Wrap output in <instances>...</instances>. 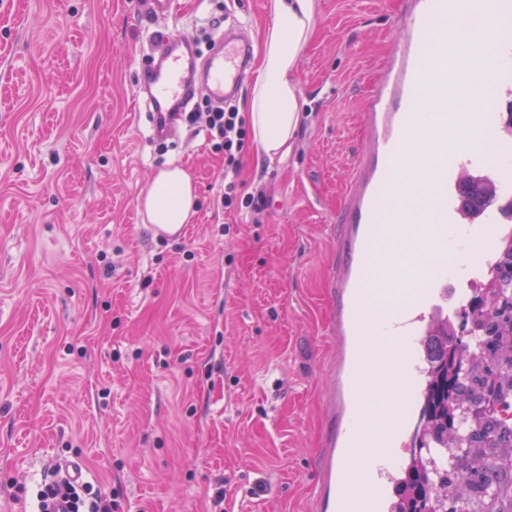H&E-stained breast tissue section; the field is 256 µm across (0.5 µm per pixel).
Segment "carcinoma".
Wrapping results in <instances>:
<instances>
[{"label": "carcinoma", "mask_w": 512, "mask_h": 512, "mask_svg": "<svg viewBox=\"0 0 512 512\" xmlns=\"http://www.w3.org/2000/svg\"><path fill=\"white\" fill-rule=\"evenodd\" d=\"M512 239L499 246L484 287L458 313L460 345L448 343L450 321L434 320L425 341L419 440L396 479L391 512H512V427L495 418L512 399Z\"/></svg>", "instance_id": "carcinoma-1"}]
</instances>
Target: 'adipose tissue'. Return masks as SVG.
Wrapping results in <instances>:
<instances>
[{"instance_id": "ef3b65f1", "label": "adipose tissue", "mask_w": 512, "mask_h": 512, "mask_svg": "<svg viewBox=\"0 0 512 512\" xmlns=\"http://www.w3.org/2000/svg\"><path fill=\"white\" fill-rule=\"evenodd\" d=\"M269 14L258 79L246 110L259 152L271 158L294 136L300 122L295 74L300 52L315 28L316 0H269ZM195 205L191 178L177 166L161 170L139 197L146 223L169 233L191 221Z\"/></svg>"}]
</instances>
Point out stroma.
I'll use <instances>...</instances> for the list:
<instances>
[{"label":"stroma","mask_w":512,"mask_h":512,"mask_svg":"<svg viewBox=\"0 0 512 512\" xmlns=\"http://www.w3.org/2000/svg\"><path fill=\"white\" fill-rule=\"evenodd\" d=\"M175 2L0 0V512H37L67 464L112 512H309L331 229L406 0H317L299 127L271 159L246 138L230 209L223 151L199 121L152 138L137 77L159 30L260 46L268 0ZM172 164L197 190L177 237L138 207Z\"/></svg>","instance_id":"obj_1"}]
</instances>
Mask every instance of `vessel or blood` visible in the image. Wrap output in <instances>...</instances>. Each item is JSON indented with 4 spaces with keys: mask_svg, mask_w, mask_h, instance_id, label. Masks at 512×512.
I'll return each mask as SVG.
<instances>
[{
    "mask_svg": "<svg viewBox=\"0 0 512 512\" xmlns=\"http://www.w3.org/2000/svg\"><path fill=\"white\" fill-rule=\"evenodd\" d=\"M512 17V0H409L405 35L384 69L378 90L368 99L365 123L369 147L346 201V221L337 249L342 257L331 279L334 303L329 329L342 345L338 388L342 401L337 432L325 442V469L318 484L316 512H387L386 489L395 479L393 460L409 446L420 420L408 408L371 405L362 382L373 377L397 395L418 398L427 361L419 348L436 316L455 313L461 292H449L448 262L440 242L460 231V261L470 273L488 265V241L512 234L502 204L512 199V140L502 134V112L512 106V42L493 47L488 62L470 69L481 50L468 42L449 54L443 32H481ZM161 63L144 73L150 88L148 112L154 130L173 127L174 105L189 100L202 81L215 102L231 99L251 73L252 48L225 38L196 67L187 39L155 36ZM470 71L479 85L492 86L473 111L453 112L457 76ZM432 79L436 109L418 111L416 94L423 76ZM437 132L441 148L433 169L436 190L424 206L411 205L422 187L397 192L405 149L420 129ZM471 175L496 187L494 201L473 206L461 189ZM429 256L423 277L405 276L408 249Z\"/></svg>",
    "mask_w": 512,
    "mask_h": 512,
    "instance_id": "b4317fda",
    "label": "vessel or blood"
}]
</instances>
